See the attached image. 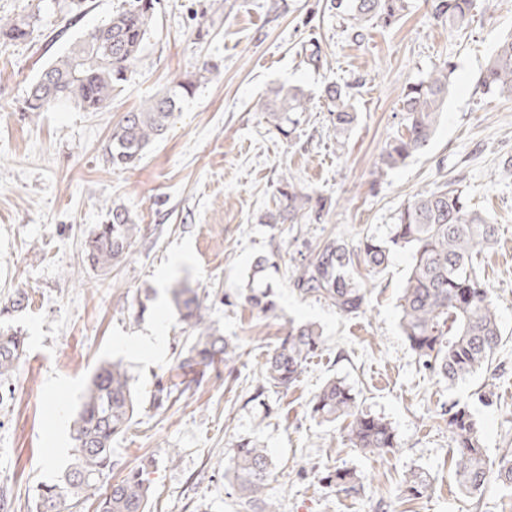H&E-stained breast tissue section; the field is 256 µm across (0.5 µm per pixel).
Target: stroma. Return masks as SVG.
I'll return each instance as SVG.
<instances>
[{"mask_svg": "<svg viewBox=\"0 0 512 512\" xmlns=\"http://www.w3.org/2000/svg\"><path fill=\"white\" fill-rule=\"evenodd\" d=\"M126 0H0V20L33 19L27 40L0 41V325L21 330L27 350L0 385V487L10 512H30L41 484L73 458L71 425L99 365L118 362L139 407L112 446L120 479L149 462L148 512H243L230 467L244 439L266 448L269 495L280 512H512V488L489 478L470 495L453 477L447 410L467 404L489 459L512 448V99L487 92L484 65L512 33V0H473L459 29L435 18L430 0H406L401 20L352 38L350 16L326 0H156L155 22L133 73L98 112L26 109L30 86L69 42ZM319 48V63L308 60ZM457 77L429 145L377 176L387 140L403 129L401 97L442 62ZM200 77L166 133L135 168L113 167V127L172 85ZM352 85L358 121L337 145L317 93ZM278 83L313 92L290 136L267 124L258 105ZM328 200L322 220L265 224L282 177ZM452 183L499 227L474 269L494 299L504 341L492 366L450 386L418 362L400 327L399 297L411 263L394 249L379 271L357 266L361 312L344 315L295 284L324 243L357 250L385 236L417 193ZM128 209L141 232L111 273L92 270L85 243L112 208ZM272 257L275 309L225 304L257 256ZM208 293L211 324L240 345L199 382L178 370L190 331L170 290ZM316 324L323 343L285 391L257 393L268 353L289 322ZM330 379L389 421L397 448H353L341 423H325L312 400ZM172 399L153 404L158 386ZM348 468L361 478L344 492L325 480ZM413 469L434 479L412 499L401 481Z\"/></svg>", "mask_w": 512, "mask_h": 512, "instance_id": "stroma-1", "label": "stroma"}]
</instances>
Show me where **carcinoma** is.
<instances>
[{"mask_svg":"<svg viewBox=\"0 0 512 512\" xmlns=\"http://www.w3.org/2000/svg\"><path fill=\"white\" fill-rule=\"evenodd\" d=\"M329 8L348 12L354 20L353 39L365 37L367 23L384 26L397 22L405 10L404 0H329ZM471 0H432L435 17L461 27L469 20ZM154 0H130L129 7L105 23L83 33L43 70L27 100L30 112H48L71 106L97 112L112 100V91L127 80L154 23ZM31 34V23L22 20L0 23V39L16 41ZM456 68L443 62L424 78L405 87L401 111L404 130L386 142L376 163L383 175L424 149L434 134L439 117L448 104V90ZM482 86L489 92L512 98V34L501 40L482 72ZM190 79L174 83L137 110L128 112L112 129L109 158L112 166H137L154 141L160 138L184 99L193 92ZM327 105L336 139L340 140L357 120L352 87L328 83L320 89ZM311 96L299 86L271 87L260 104L267 122L283 135L292 115L309 110ZM279 194L282 208L266 215L268 224H297L311 215L321 218V198H313L284 177ZM141 232L129 211L112 208L106 224L93 232L86 249L91 269L108 273L130 253ZM497 226L468 206L463 190L451 185L420 193L400 209L384 237L365 238L357 253L339 240L327 241L314 261L297 277L301 293L323 299L343 314L359 312L365 291L349 274L354 261L377 268L384 265L394 248L411 253V266L400 297V326L418 361L450 386L487 367L503 343L497 308L482 280L475 273L472 258L496 242ZM269 259L260 256L248 274L240 298L267 314L274 310L269 300L271 286L262 276ZM182 320L192 330L178 368L208 367L219 357L233 360L239 344L221 335L207 323L208 295L183 287L172 290ZM322 332L312 323H289L286 335L263 364L265 382L288 389L298 378L304 363L319 349ZM24 351V337L0 329V383L16 371ZM131 377L119 363H104L93 375L73 424L74 461L58 479L38 493L35 512L49 503L53 512H84L95 499V512H146L150 486L144 470L132 469L120 481L103 491L101 482L112 473L115 460L112 440L131 422L136 402ZM312 412L327 422L342 420L352 447L380 453L397 447L390 423L364 411L343 382L328 381L315 395ZM448 429L455 443L456 481L469 494L481 491L490 474L512 488V449L496 461L484 452L482 440L467 405L448 408ZM232 475L241 507L245 512H279V504L268 492L272 463L267 451L251 440L237 444ZM336 486L352 491L361 482L356 472L338 468L330 475ZM404 492L417 497L432 486L428 473L410 471Z\"/></svg>","mask_w":512,"mask_h":512,"instance_id":"1","label":"carcinoma"}]
</instances>
